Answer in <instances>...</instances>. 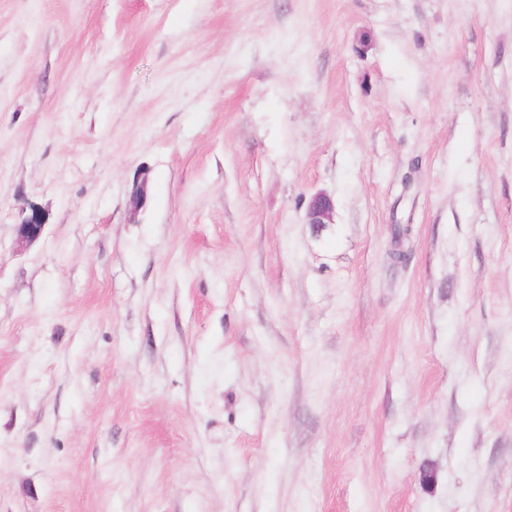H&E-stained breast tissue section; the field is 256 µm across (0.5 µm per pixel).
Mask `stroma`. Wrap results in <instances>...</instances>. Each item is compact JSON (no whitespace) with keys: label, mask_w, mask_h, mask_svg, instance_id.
I'll use <instances>...</instances> for the list:
<instances>
[{"label":"stroma","mask_w":512,"mask_h":512,"mask_svg":"<svg viewBox=\"0 0 512 512\" xmlns=\"http://www.w3.org/2000/svg\"><path fill=\"white\" fill-rule=\"evenodd\" d=\"M0 512H512V0H0ZM333 215L334 204L328 194L319 192L310 198L306 211L307 224H312L318 229L325 227L326 224L333 223ZM21 221L17 225L18 244L22 247L37 241L47 223L45 212L38 206L26 203L20 207Z\"/></svg>","instance_id":"obj_1"}]
</instances>
